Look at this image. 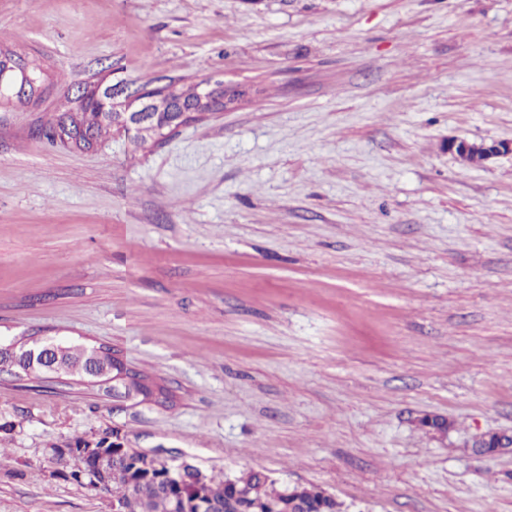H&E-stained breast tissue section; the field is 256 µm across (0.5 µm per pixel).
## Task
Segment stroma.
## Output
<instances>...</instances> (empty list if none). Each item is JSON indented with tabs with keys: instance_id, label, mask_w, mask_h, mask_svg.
I'll return each mask as SVG.
<instances>
[{
	"instance_id": "35a3bbf8",
	"label": "stroma",
	"mask_w": 512,
	"mask_h": 512,
	"mask_svg": "<svg viewBox=\"0 0 512 512\" xmlns=\"http://www.w3.org/2000/svg\"><path fill=\"white\" fill-rule=\"evenodd\" d=\"M0 345H107L175 396L0 373V512H114L121 443L345 512H512V0H0ZM242 102L163 143L37 137L85 82ZM446 418L447 434L421 426ZM38 78L28 66L16 64L7 54L0 57V98L6 91L19 88L22 96H33L37 90ZM32 93V95H31Z\"/></svg>"
}]
</instances>
